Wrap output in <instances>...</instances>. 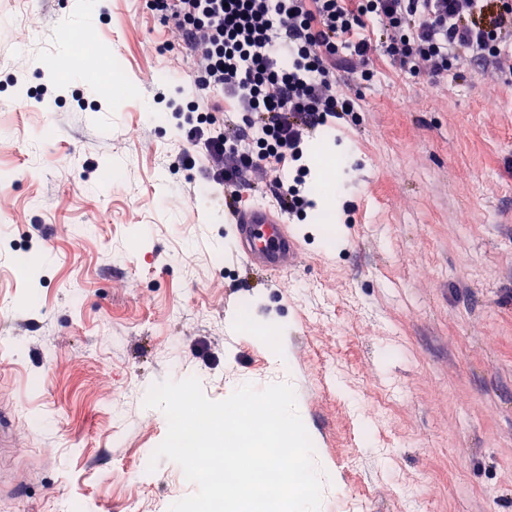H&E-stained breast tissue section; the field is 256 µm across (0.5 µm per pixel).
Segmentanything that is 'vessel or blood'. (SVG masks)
I'll use <instances>...</instances> for the list:
<instances>
[{"label": "vessel or blood", "instance_id": "vessel-or-blood-1", "mask_svg": "<svg viewBox=\"0 0 512 512\" xmlns=\"http://www.w3.org/2000/svg\"><path fill=\"white\" fill-rule=\"evenodd\" d=\"M228 220L249 266L285 273L300 264L298 244L283 214L253 208L229 213Z\"/></svg>", "mask_w": 512, "mask_h": 512}]
</instances>
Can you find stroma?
Returning a JSON list of instances; mask_svg holds the SVG:
<instances>
[{
  "mask_svg": "<svg viewBox=\"0 0 512 512\" xmlns=\"http://www.w3.org/2000/svg\"><path fill=\"white\" fill-rule=\"evenodd\" d=\"M76 4L0 0V512L194 493L149 464L167 419L146 391L279 382L233 329L243 308L283 329L321 512H512V83L470 63L418 78L381 51L372 81L340 72L356 112L308 142L303 261L274 277L244 269L222 192L172 164L167 102L193 85L159 21L93 0L90 76Z\"/></svg>",
  "mask_w": 512,
  "mask_h": 512,
  "instance_id": "1",
  "label": "stroma"
}]
</instances>
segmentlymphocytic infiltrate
<instances>
[{
	"mask_svg": "<svg viewBox=\"0 0 512 512\" xmlns=\"http://www.w3.org/2000/svg\"><path fill=\"white\" fill-rule=\"evenodd\" d=\"M165 24L164 43L182 47L196 98L178 164L199 167L228 191L270 187L289 214L305 200L282 170L329 119L355 109L337 94L338 73L372 79L376 21L384 51L411 74L439 79L463 62L512 74V0H146ZM244 113H223L219 97Z\"/></svg>",
	"mask_w": 512,
	"mask_h": 512,
	"instance_id": "lymphocytic-infiltrate-1",
	"label": "lymphocytic infiltrate"
}]
</instances>
